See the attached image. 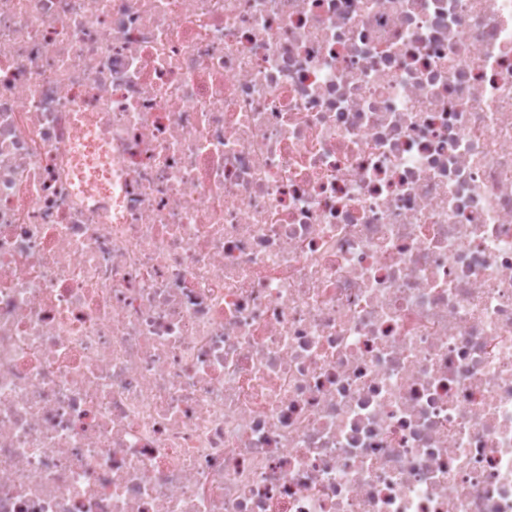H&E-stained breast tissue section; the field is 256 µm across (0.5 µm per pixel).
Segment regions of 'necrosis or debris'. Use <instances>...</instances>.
I'll return each instance as SVG.
<instances>
[{"label":"necrosis or debris","mask_w":512,"mask_h":512,"mask_svg":"<svg viewBox=\"0 0 512 512\" xmlns=\"http://www.w3.org/2000/svg\"><path fill=\"white\" fill-rule=\"evenodd\" d=\"M0 512H512V0H0Z\"/></svg>","instance_id":"1"}]
</instances>
